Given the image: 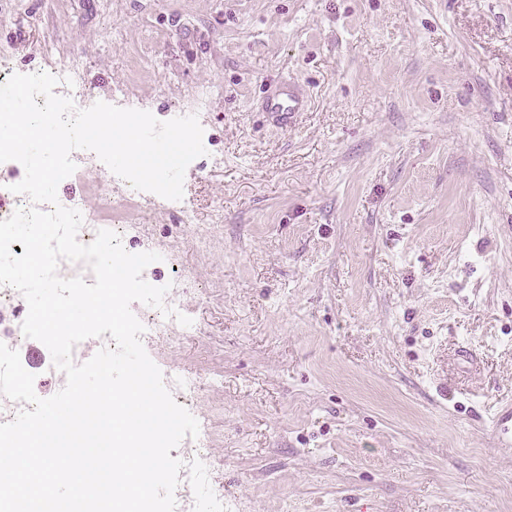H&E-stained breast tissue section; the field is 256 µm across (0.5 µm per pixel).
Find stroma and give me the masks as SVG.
I'll return each mask as SVG.
<instances>
[{
  "label": "stroma",
  "mask_w": 512,
  "mask_h": 512,
  "mask_svg": "<svg viewBox=\"0 0 512 512\" xmlns=\"http://www.w3.org/2000/svg\"><path fill=\"white\" fill-rule=\"evenodd\" d=\"M17 72L194 114L208 153L132 252L190 269L191 413L228 512H512V0H0ZM311 108L269 126L263 82ZM92 165L61 182L130 211ZM48 73L56 76L59 79V82L56 88H54L53 92L59 96L71 97L77 108H87L95 103V98L91 93L71 95L69 93H63L59 90L64 86L70 88L80 86L82 83V74L78 68L68 65H61ZM172 205L176 206L183 215V221L187 225L192 241L198 249L207 250L211 247L213 239L208 235H197L194 233L196 224L193 223V212L189 206V203L182 199L181 201H169Z\"/></svg>",
  "instance_id": "35a3bbf8"
}]
</instances>
